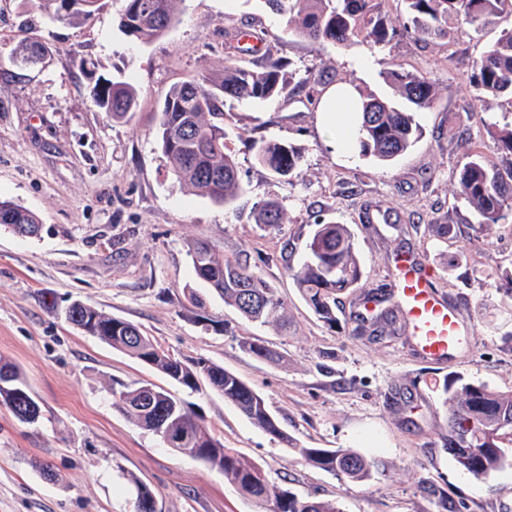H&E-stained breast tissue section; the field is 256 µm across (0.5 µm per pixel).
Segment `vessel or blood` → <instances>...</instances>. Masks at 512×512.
<instances>
[{
	"label": "vessel or blood",
	"mask_w": 512,
	"mask_h": 512,
	"mask_svg": "<svg viewBox=\"0 0 512 512\" xmlns=\"http://www.w3.org/2000/svg\"><path fill=\"white\" fill-rule=\"evenodd\" d=\"M394 263L398 272L395 298L407 333L424 358L445 362L468 342L459 301L440 292L431 274L411 259L398 256Z\"/></svg>",
	"instance_id": "b4317fda"
}]
</instances>
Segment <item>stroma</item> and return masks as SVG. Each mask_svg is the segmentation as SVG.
Here are the masks:
<instances>
[{
	"mask_svg": "<svg viewBox=\"0 0 512 512\" xmlns=\"http://www.w3.org/2000/svg\"><path fill=\"white\" fill-rule=\"evenodd\" d=\"M121 8L122 0H104L93 20L70 25L41 16L30 0H0V197L41 223L27 238L0 226V356L23 369L43 410L39 424L27 425L0 405V512H134L131 474L153 491L157 512H268L222 471L165 447L114 404L112 390L139 383L186 401L213 437L258 464L271 484L335 501L342 512H503V500L512 501V464L481 479L458 467L435 387L453 374L512 390V292L492 285L512 269V211L480 231L457 190L470 152L512 167L488 134L490 124L512 118V97L481 96L468 82L497 30L478 34L460 18L446 40L315 47L264 0H181L178 21L144 43L119 29ZM244 21L264 32L304 86L264 103L225 102L221 122L242 187L227 207L174 180L156 130L168 90L221 70L224 32ZM25 37L49 47L45 64L13 62L11 49ZM393 58L431 78L436 96L413 112L420 140L379 164L358 145L339 147L316 107L334 84L393 98L383 78ZM100 78L138 89L124 121L90 101ZM262 139L298 147V175L279 178L259 164L252 143ZM270 198L288 216L274 228L253 218ZM374 204L390 210L392 223H362ZM320 219L350 229L363 265L361 286L341 295L332 330L287 270L301 261ZM434 224L447 225V240L432 235ZM482 233L488 245H479ZM193 239L275 284L288 306V333L244 320L208 290L206 309L223 318V332L190 322L185 290L198 285L187 254ZM397 253L434 268L437 289L461 302L475 328L472 343L446 364L421 358L403 334L381 343L355 334L361 298L395 283ZM73 301L137 324L185 362L205 359L236 373L299 446L357 449L372 462V479L354 482L306 465L221 393L206 385L184 390L49 308ZM244 336L279 351L282 361L246 353ZM430 483L445 501L425 493Z\"/></svg>",
	"mask_w": 512,
	"mask_h": 512,
	"instance_id": "1",
	"label": "stroma"
}]
</instances>
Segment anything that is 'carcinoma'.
Listing matches in <instances>:
<instances>
[{
    "label": "carcinoma",
    "mask_w": 512,
    "mask_h": 512,
    "mask_svg": "<svg viewBox=\"0 0 512 512\" xmlns=\"http://www.w3.org/2000/svg\"><path fill=\"white\" fill-rule=\"evenodd\" d=\"M35 10L48 18L77 25L92 19L102 0H80L72 9H63L65 0H32ZM119 27L127 35L148 42L160 37L176 20L181 0H124ZM382 0H265L286 18L287 26L314 45L329 42L349 47L356 40L375 45L399 37L415 41L446 39L450 22L462 17L480 32L512 15V0H404L403 21L389 19L380 8ZM235 34L224 43V69L218 74L203 72L199 77L172 86L160 112L157 138L171 173L196 194L224 205L232 204L240 187L239 164L230 147L228 134L219 123L228 99L267 101L288 92L294 83L293 72L275 56L262 37H257L263 58L243 56L235 45ZM49 48L32 39H23L13 47L14 62L24 68L40 64ZM385 78L398 94L418 108L433 103L436 90L424 74L390 62ZM469 83L485 96L512 95V27L501 30L498 39L472 64ZM91 102L100 111L123 119L134 111L139 92L129 82H96L89 91ZM422 135L410 112L373 95L362 97L359 147L362 155L387 163L408 151ZM489 136L497 151L512 156V122L493 123ZM257 162L281 177H291L300 167V151L277 141L253 145ZM460 193L473 212L476 223L485 231L498 223L504 210L512 209V166L501 170L489 164L479 152L470 155L459 175ZM288 217L277 202L267 200L257 209L256 223L266 227L284 224ZM0 225L17 234L39 230L37 216L9 199L0 198ZM195 277L213 289L224 304L233 307L245 320L270 324L288 330L284 302L276 288L258 271L239 259L226 256L211 245L196 241L189 245ZM295 288L318 319L327 327L338 322L336 302L339 295L359 286L363 272L354 247L353 235L343 224L317 222L306 244V255L298 266H288ZM80 320L95 319L91 335L115 349L125 351L184 388L198 389L205 380L224 395L254 425L285 442L306 464L329 473H340L363 482L371 479L373 465L352 448H298L284 434L278 422L269 419L264 398L237 374L205 360L185 363L161 350L134 323L113 317L95 306L77 307ZM400 318H393L378 330L358 326L360 335L392 339L402 329ZM241 347L249 354L269 362L280 361L277 352L247 337ZM0 404L14 418L27 422L30 393L26 377L13 362L0 357ZM443 392L448 403L450 454L460 467L476 478L500 469L508 458L503 438L512 434V390L497 391L484 384L467 382L461 376L444 378ZM142 387L112 391V397L130 419L141 428L158 434L164 423L193 440L198 459L224 472L250 499L270 506V512H341L333 501L300 497L288 489L269 483L262 469L246 460L233 448H226L212 437L201 418L184 402L161 387L152 401L136 409ZM130 483L141 499L135 512H157L151 489L136 477Z\"/></svg>",
    "instance_id": "1"
}]
</instances>
